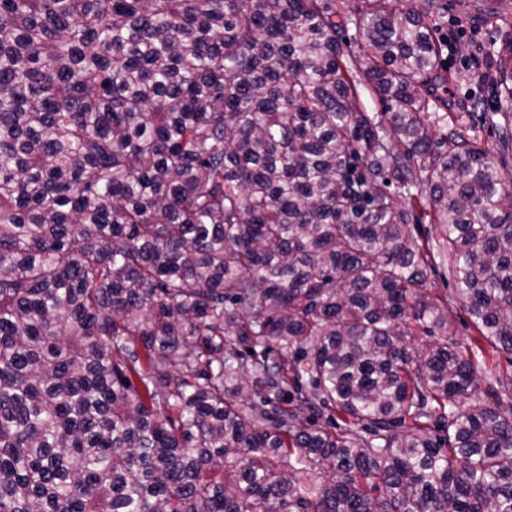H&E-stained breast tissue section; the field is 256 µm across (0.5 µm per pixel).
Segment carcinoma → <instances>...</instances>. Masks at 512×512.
<instances>
[{
  "instance_id": "obj_1",
  "label": "carcinoma",
  "mask_w": 512,
  "mask_h": 512,
  "mask_svg": "<svg viewBox=\"0 0 512 512\" xmlns=\"http://www.w3.org/2000/svg\"><path fill=\"white\" fill-rule=\"evenodd\" d=\"M362 2L0 0V512H512V31ZM444 1H448V13L439 21V32L448 37L446 61L453 76L449 94L472 103V112H492L488 88L477 79L487 71L486 51L497 37V29H512V0L501 2L500 15L488 20L463 15L456 0ZM476 60L479 65H475ZM453 308L451 319L454 326V336H452V340L461 344H467L470 342L471 335L476 336L477 333L473 329L468 315L455 305Z\"/></svg>"
}]
</instances>
